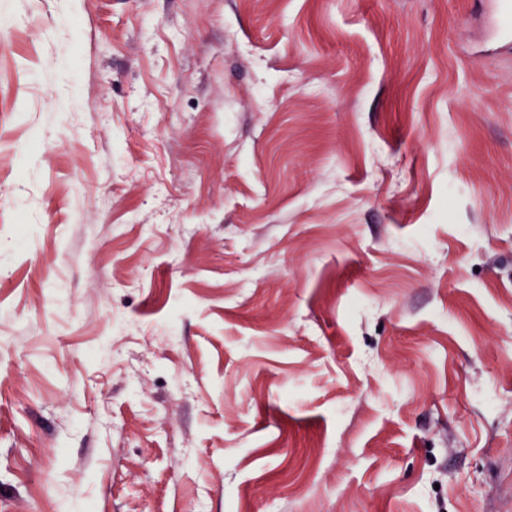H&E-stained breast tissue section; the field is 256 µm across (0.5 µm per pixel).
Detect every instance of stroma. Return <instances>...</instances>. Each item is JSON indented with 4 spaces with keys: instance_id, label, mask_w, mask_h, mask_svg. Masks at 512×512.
I'll return each instance as SVG.
<instances>
[{
    "instance_id": "stroma-1",
    "label": "stroma",
    "mask_w": 512,
    "mask_h": 512,
    "mask_svg": "<svg viewBox=\"0 0 512 512\" xmlns=\"http://www.w3.org/2000/svg\"><path fill=\"white\" fill-rule=\"evenodd\" d=\"M494 0H0V512H512Z\"/></svg>"
}]
</instances>
